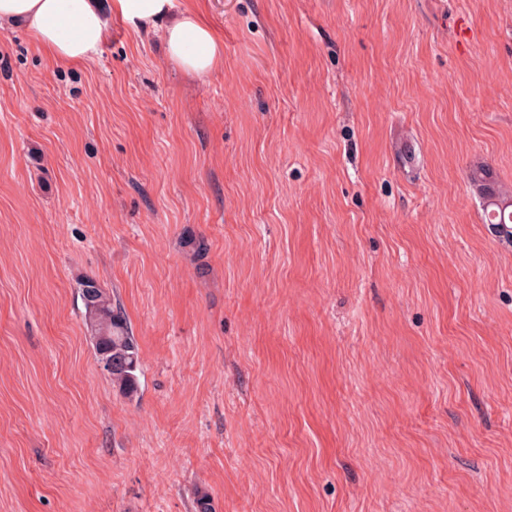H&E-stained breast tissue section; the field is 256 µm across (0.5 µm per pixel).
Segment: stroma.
<instances>
[{"mask_svg":"<svg viewBox=\"0 0 512 512\" xmlns=\"http://www.w3.org/2000/svg\"><path fill=\"white\" fill-rule=\"evenodd\" d=\"M176 3L206 81L0 29V512H512V0ZM492 172L489 168L479 167L472 171L470 180L479 190L486 209H490L491 214H497L496 220H491L489 224L495 226L505 224L512 228V200L502 196L499 189L494 186ZM80 286L88 339L96 362L112 387L131 399L138 391L141 360L130 324L107 288L91 278L83 279ZM111 360L112 369H107Z\"/></svg>","mask_w":512,"mask_h":512,"instance_id":"35a3bbf8","label":"stroma"}]
</instances>
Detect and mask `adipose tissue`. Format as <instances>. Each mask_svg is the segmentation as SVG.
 Instances as JSON below:
<instances>
[{
  "label": "adipose tissue",
  "instance_id": "adipose-tissue-1",
  "mask_svg": "<svg viewBox=\"0 0 512 512\" xmlns=\"http://www.w3.org/2000/svg\"><path fill=\"white\" fill-rule=\"evenodd\" d=\"M136 32H159L168 60L203 79L224 63V45L195 10L175 0H0V27L22 24L57 66L94 61L102 51L111 17Z\"/></svg>",
  "mask_w": 512,
  "mask_h": 512
}]
</instances>
